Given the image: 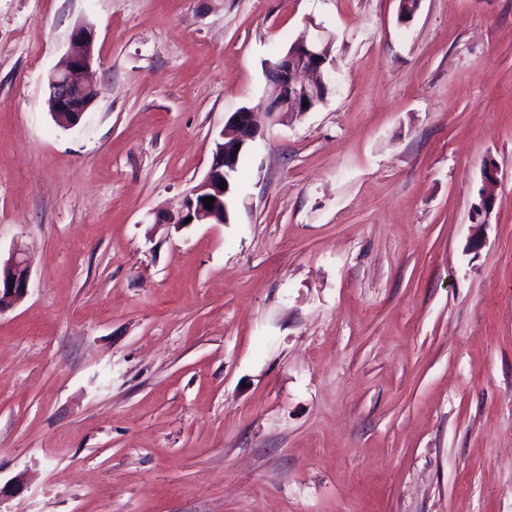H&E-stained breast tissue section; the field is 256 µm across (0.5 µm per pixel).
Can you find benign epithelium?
Returning <instances> with one entry per match:
<instances>
[{"label":"benign epithelium","instance_id":"7a95c632","mask_svg":"<svg viewBox=\"0 0 512 512\" xmlns=\"http://www.w3.org/2000/svg\"><path fill=\"white\" fill-rule=\"evenodd\" d=\"M333 37L314 24L305 28L295 39L292 48L274 65H268V81L275 94L266 104V112L288 114L306 113L325 101L333 85L336 63L329 58ZM94 33L88 27L75 30L64 63L49 73L47 93L52 116L63 126H78L96 97L93 84L84 75L93 62ZM258 132L254 112L243 107L231 113L215 145L213 161L203 180L185 196L182 210L157 218L158 224H224L228 221L232 189L235 184L240 152ZM226 187H221V182ZM499 183L498 171L492 164L483 170L480 203L472 213V223H485V216L493 207L495 189ZM212 197V207H205L204 198ZM31 270L18 251L0 262V313L22 300L27 292Z\"/></svg>","mask_w":512,"mask_h":512}]
</instances>
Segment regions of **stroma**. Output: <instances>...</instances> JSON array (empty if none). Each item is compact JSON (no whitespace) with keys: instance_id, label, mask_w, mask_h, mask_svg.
Segmentation results:
<instances>
[{"instance_id":"obj_1","label":"stroma","mask_w":512,"mask_h":512,"mask_svg":"<svg viewBox=\"0 0 512 512\" xmlns=\"http://www.w3.org/2000/svg\"><path fill=\"white\" fill-rule=\"evenodd\" d=\"M311 20L326 101L260 117L228 223H156ZM16 249L0 512H512V0H0ZM93 43L91 28L76 29L64 63L47 77L51 114L68 128L82 122L96 97L94 85L84 79L93 62ZM499 183L498 171L491 163L485 165L483 170L482 187L480 189V203L476 205L472 213V223L486 224L484 217L493 207L495 201V189Z\"/></svg>"}]
</instances>
